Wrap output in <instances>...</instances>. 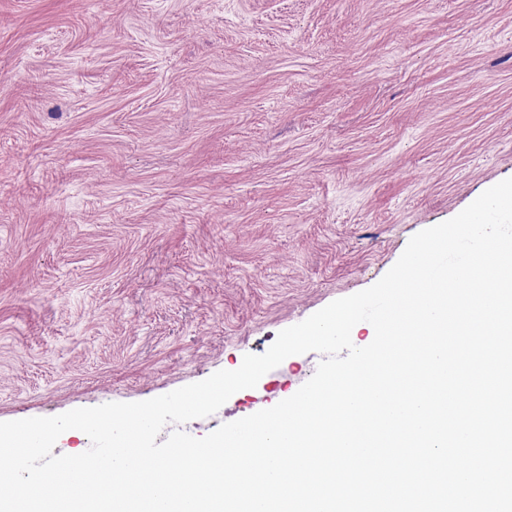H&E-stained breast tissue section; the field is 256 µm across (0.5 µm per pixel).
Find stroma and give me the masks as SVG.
Segmentation results:
<instances>
[{
	"mask_svg": "<svg viewBox=\"0 0 512 512\" xmlns=\"http://www.w3.org/2000/svg\"><path fill=\"white\" fill-rule=\"evenodd\" d=\"M509 177L512 0H0V422L236 369Z\"/></svg>",
	"mask_w": 512,
	"mask_h": 512,
	"instance_id": "35a3bbf8",
	"label": "stroma"
}]
</instances>
